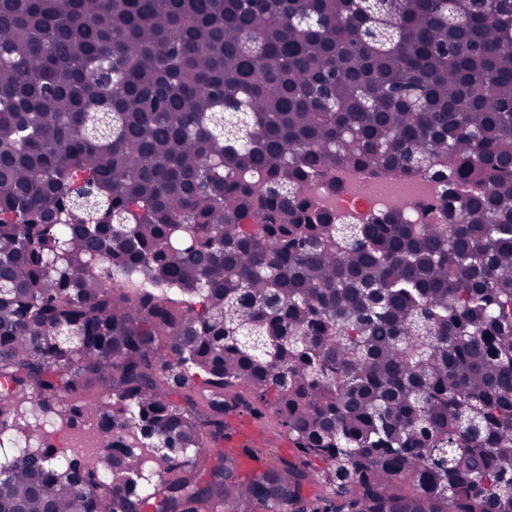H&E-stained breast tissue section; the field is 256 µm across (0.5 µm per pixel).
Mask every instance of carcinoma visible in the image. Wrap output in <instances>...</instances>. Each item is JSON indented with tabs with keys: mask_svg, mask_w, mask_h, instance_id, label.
Returning <instances> with one entry per match:
<instances>
[{
	"mask_svg": "<svg viewBox=\"0 0 512 512\" xmlns=\"http://www.w3.org/2000/svg\"><path fill=\"white\" fill-rule=\"evenodd\" d=\"M67 401L120 452L4 439ZM7 442L0 512H512V0H0ZM336 178L347 186L344 193L330 197L324 193L322 182L317 180L304 185V196L336 213L359 218L405 205L414 216V224L437 221L436 193L428 178L402 177L390 171L376 172L353 166L336 170ZM262 412H264L263 416H258L251 412L229 414L224 416V421L233 428H235L237 422L241 419H251L252 421H256L267 432L268 439L272 442L273 450L284 455L286 454L288 457L294 456L296 449L292 446V442L288 439V436L278 433L272 429V415L270 411L262 408Z\"/></svg>",
	"mask_w": 512,
	"mask_h": 512,
	"instance_id": "cac0c4a2",
	"label": "carcinoma"
}]
</instances>
